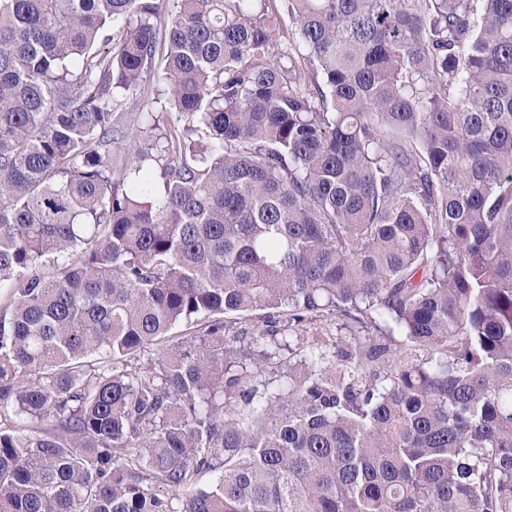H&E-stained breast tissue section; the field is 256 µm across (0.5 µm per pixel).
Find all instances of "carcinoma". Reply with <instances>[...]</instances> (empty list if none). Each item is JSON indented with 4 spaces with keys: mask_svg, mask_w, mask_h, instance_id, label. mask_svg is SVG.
Listing matches in <instances>:
<instances>
[{
    "mask_svg": "<svg viewBox=\"0 0 512 512\" xmlns=\"http://www.w3.org/2000/svg\"><path fill=\"white\" fill-rule=\"evenodd\" d=\"M177 2L0 0V512H512V0ZM156 84L153 79L148 80L140 88L132 92H117L114 98V112L121 116V124L126 129L140 130L145 121L146 112H159L160 104L156 95Z\"/></svg>",
    "mask_w": 512,
    "mask_h": 512,
    "instance_id": "carcinoma-1",
    "label": "carcinoma"
}]
</instances>
